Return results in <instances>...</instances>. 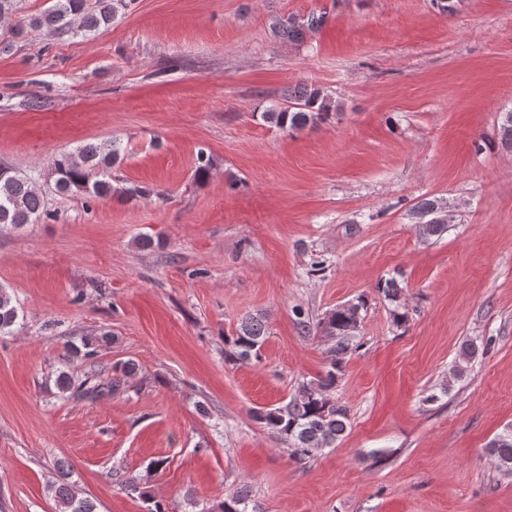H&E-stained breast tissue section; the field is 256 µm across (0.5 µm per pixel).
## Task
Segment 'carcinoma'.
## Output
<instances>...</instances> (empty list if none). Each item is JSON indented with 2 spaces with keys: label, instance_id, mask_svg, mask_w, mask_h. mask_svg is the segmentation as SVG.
<instances>
[{
  "label": "carcinoma",
  "instance_id": "obj_1",
  "mask_svg": "<svg viewBox=\"0 0 512 512\" xmlns=\"http://www.w3.org/2000/svg\"><path fill=\"white\" fill-rule=\"evenodd\" d=\"M133 0H52V4L35 15L26 18L29 27L43 29L57 36L75 34L90 35L108 26L120 8L128 7ZM330 99L324 90L305 85L289 94L287 104L273 107L261 113L264 122L288 133L316 127L330 117ZM125 147L116 140L106 144H88L75 153H60L50 162L54 176V191L62 196L80 194L85 204L107 198L114 193L110 170L124 159ZM414 229L422 240L439 238L448 232V224L441 222L445 210L436 200L425 199L415 208ZM51 218L45 207L44 193L38 179L23 175L7 166H0V226L19 229ZM377 291L388 301L393 325L404 329L410 321L409 309L403 299L404 287L390 277L377 284ZM366 301L357 298L325 313L317 323L301 322L306 333L325 336L332 342L328 349V365L324 373L297 384L289 400L274 408L256 409L252 418L284 444L290 458L297 464H305L316 452L331 448L342 436L349 423V411L338 404L333 396L342 377L346 356L358 347L357 338ZM20 315L11 295L0 289V335H11L19 325ZM268 328L261 315L247 314L241 318L235 330L224 337V361L235 364L261 358ZM110 334L86 336L81 344L69 343L66 353L90 361V371L82 377L61 372L56 387L71 397L96 399L102 394L120 391L137 372L132 360L112 365V376L106 377V367L98 364V349L109 342ZM478 352L474 339L466 341L451 372L454 378L464 377L470 361ZM488 453L496 469L504 475H512V426H508L489 442ZM151 470L144 475H123L117 485L131 496L146 504V512H168L166 503L153 496L149 483ZM47 490L55 502L56 512H96L90 499L79 496L68 483L53 481ZM199 512H263L251 498L248 487L243 486L230 494L214 510L203 507Z\"/></svg>",
  "mask_w": 512,
  "mask_h": 512
}]
</instances>
